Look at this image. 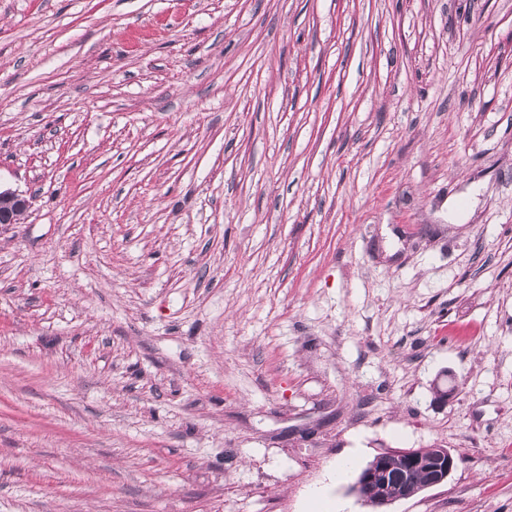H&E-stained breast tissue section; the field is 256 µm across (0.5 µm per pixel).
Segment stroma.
<instances>
[{"label": "stroma", "instance_id": "obj_1", "mask_svg": "<svg viewBox=\"0 0 512 512\" xmlns=\"http://www.w3.org/2000/svg\"><path fill=\"white\" fill-rule=\"evenodd\" d=\"M0 187V512H512V0H0ZM414 449L426 451L428 448ZM414 449L405 450L403 448L406 452V466L409 469L423 471L428 474V477L426 479V476L421 475L418 471L404 470L405 477L399 478L394 485L392 479L389 482V488L393 485L391 493L395 498L404 497L419 490L425 479V484H423L421 490L443 484L456 467L455 457L448 448H434V454L428 457H423ZM403 450H388L389 464L393 467L390 474V469L381 456H377L374 463L361 474L356 488L363 490L361 498L366 502L375 506H384L397 500L390 499L384 491L387 488L389 475L392 476L394 472H401V469L406 467L401 454ZM378 491L380 493L375 494Z\"/></svg>", "mask_w": 512, "mask_h": 512}]
</instances>
